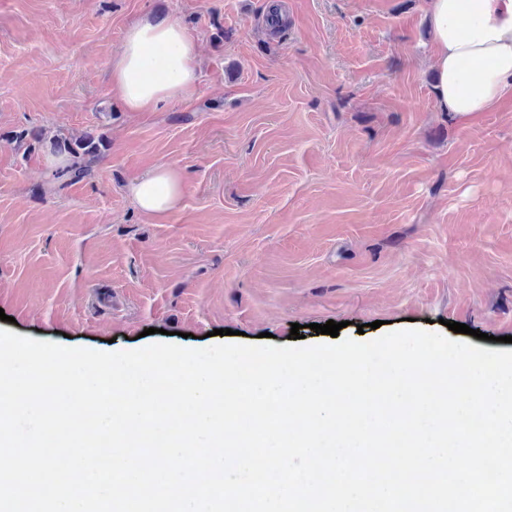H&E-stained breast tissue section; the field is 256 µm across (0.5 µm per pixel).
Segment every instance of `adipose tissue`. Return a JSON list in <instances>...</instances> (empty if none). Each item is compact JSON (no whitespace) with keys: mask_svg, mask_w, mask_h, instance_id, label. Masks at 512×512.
I'll return each instance as SVG.
<instances>
[{"mask_svg":"<svg viewBox=\"0 0 512 512\" xmlns=\"http://www.w3.org/2000/svg\"><path fill=\"white\" fill-rule=\"evenodd\" d=\"M439 111L466 121L512 96V0H427ZM200 75L194 39L178 19L129 24L112 58L116 99L128 112H160L193 97ZM184 192L178 169L159 166L129 185L136 208L161 219Z\"/></svg>","mask_w":512,"mask_h":512,"instance_id":"ef3b65f1","label":"adipose tissue"}]
</instances>
